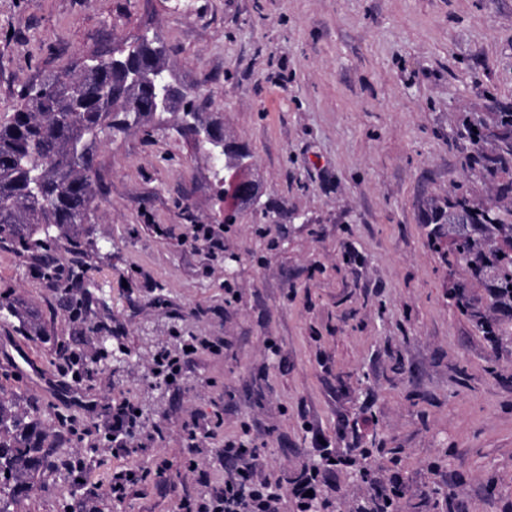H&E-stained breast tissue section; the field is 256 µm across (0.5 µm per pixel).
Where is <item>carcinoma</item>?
Instances as JSON below:
<instances>
[{"label": "carcinoma", "instance_id": "carcinoma-1", "mask_svg": "<svg viewBox=\"0 0 512 512\" xmlns=\"http://www.w3.org/2000/svg\"><path fill=\"white\" fill-rule=\"evenodd\" d=\"M167 48L157 40L134 53L121 44L93 53L64 72L26 86L11 115L0 122V251L24 259L76 321L87 325L88 353L65 336H56L36 316L23 318L33 340L52 341L47 359L89 389L103 362L112 359L109 305L85 276L89 248L78 227L91 223L93 204L103 194L97 178L98 146L146 119L164 121L155 110L156 92L136 74L165 66ZM453 139L464 145L468 180L488 181L486 199L462 183L427 202L422 223L427 240L443 262L464 267L469 278L453 286L451 298L461 315L494 343L507 331L489 320L487 306L468 289H490V305L512 310V101L489 94L488 111L465 112ZM226 164L216 167L223 191L232 169L252 162L249 148L224 144ZM466 223L448 228V214ZM61 447L55 432L15 409L0 396V512L28 488V480L58 467Z\"/></svg>", "mask_w": 512, "mask_h": 512}]
</instances>
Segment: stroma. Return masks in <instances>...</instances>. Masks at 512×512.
<instances>
[{
    "instance_id": "obj_1",
    "label": "stroma",
    "mask_w": 512,
    "mask_h": 512,
    "mask_svg": "<svg viewBox=\"0 0 512 512\" xmlns=\"http://www.w3.org/2000/svg\"><path fill=\"white\" fill-rule=\"evenodd\" d=\"M145 29L170 48L173 81L206 96L201 124L248 145L278 221L219 222L210 160L174 115L104 139L83 233L128 356L85 388L0 313V393L58 431L64 459L13 512H178L223 488L233 437L283 480L320 446L382 439L401 462L372 474L400 475L405 512H512V343L457 313L448 291L467 272L442 264L419 219L466 180L450 136L462 113L512 99V0H0V121L26 85ZM0 291L85 335L9 252ZM162 354L183 361L176 382ZM124 400L138 447L115 457L86 406ZM59 411L79 436L59 432ZM200 414L221 426L197 428ZM318 482L344 512L368 490L342 469Z\"/></svg>"
}]
</instances>
